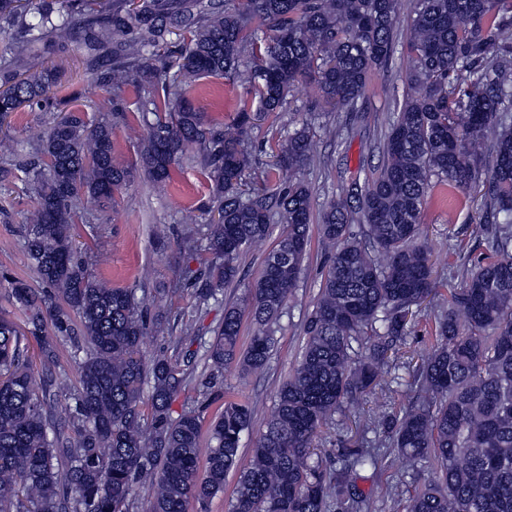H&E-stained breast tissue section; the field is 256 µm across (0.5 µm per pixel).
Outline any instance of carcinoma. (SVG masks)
<instances>
[{
    "label": "carcinoma",
    "mask_w": 512,
    "mask_h": 512,
    "mask_svg": "<svg viewBox=\"0 0 512 512\" xmlns=\"http://www.w3.org/2000/svg\"><path fill=\"white\" fill-rule=\"evenodd\" d=\"M398 0H215L196 8L176 0H0V156L3 127L23 107L49 104L60 71L47 66L54 48L75 47L90 70L103 68L112 113L85 119L64 113L39 136L46 168L28 167L36 206L21 226L24 249L43 288L11 280L8 298L22 323L0 312V512H130L141 487L148 512L206 509L237 473L230 512H331L350 494L349 476L378 458L353 449L326 474L316 440L332 415L378 388L403 386L391 360L435 294L431 248L421 216L432 180L484 188L483 231L493 254L463 265V286L450 291L438 317L437 345L418 368L419 404L364 425L386 433L412 470L436 479L404 482L406 512H512V0H415L407 48L414 67L401 108L388 117L381 163L364 188L327 202L318 243L330 260L304 325V345L275 400L250 463L237 468L252 408L224 400L209 424L200 456L203 417H174L173 398L186 373L177 359L146 362L140 342L167 334L170 318L150 308L149 293L114 288L81 260L75 227L79 202L108 204L136 169L114 156L112 129L126 117L125 88L135 89L147 124L140 168L157 188L189 159L213 188L197 303L179 314L176 346L202 343L198 316L239 282L240 259L269 236L279 216L284 231L247 289L244 307H224L206 347L212 379L227 363L243 374L263 369L274 325L294 296L312 238L314 198L293 179L311 161L321 103L354 112L372 69L394 53ZM179 30L178 57L166 51ZM233 77L255 88L267 112L287 104L294 82L309 78L318 99L301 128L280 137L285 176L245 194L252 167L246 146L252 116L208 123L178 93L192 78ZM195 153L186 154L188 146ZM253 327L240 345L242 321ZM39 362L58 367L57 347L74 345L78 382L66 374L37 377ZM72 403L58 420L52 404Z\"/></svg>",
    "instance_id": "1"
}]
</instances>
